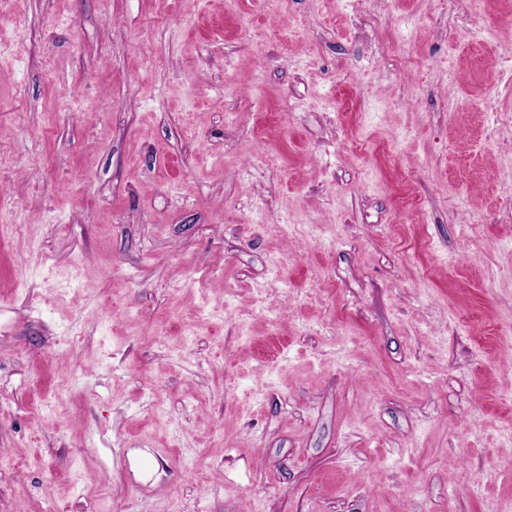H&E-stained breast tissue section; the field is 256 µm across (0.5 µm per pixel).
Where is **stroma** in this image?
<instances>
[{"label":"stroma","mask_w":512,"mask_h":512,"mask_svg":"<svg viewBox=\"0 0 512 512\" xmlns=\"http://www.w3.org/2000/svg\"><path fill=\"white\" fill-rule=\"evenodd\" d=\"M0 170V512L512 504V0H0Z\"/></svg>","instance_id":"35a3bbf8"}]
</instances>
